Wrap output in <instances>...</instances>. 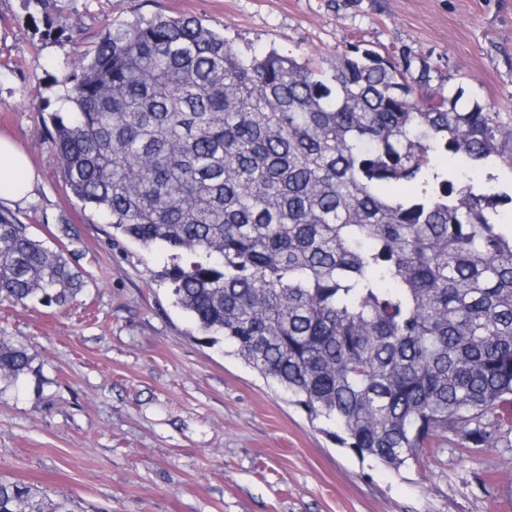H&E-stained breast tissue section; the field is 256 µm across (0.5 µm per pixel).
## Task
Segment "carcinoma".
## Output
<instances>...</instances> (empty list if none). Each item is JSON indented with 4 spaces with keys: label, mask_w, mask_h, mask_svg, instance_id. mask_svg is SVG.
Masks as SVG:
<instances>
[{
    "label": "carcinoma",
    "mask_w": 512,
    "mask_h": 512,
    "mask_svg": "<svg viewBox=\"0 0 512 512\" xmlns=\"http://www.w3.org/2000/svg\"><path fill=\"white\" fill-rule=\"evenodd\" d=\"M431 81L409 54L353 44L328 75L158 14L108 27L49 131L75 198L172 253L163 277L202 334L395 471L450 430L499 446L512 405V194L448 176L488 164L500 130ZM82 289L0 209L1 302ZM32 363L0 341V382ZM0 512L75 510L0 477Z\"/></svg>",
    "instance_id": "obj_1"
}]
</instances>
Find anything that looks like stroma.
<instances>
[{
	"mask_svg": "<svg viewBox=\"0 0 512 512\" xmlns=\"http://www.w3.org/2000/svg\"><path fill=\"white\" fill-rule=\"evenodd\" d=\"M192 16L244 53L331 70L351 43L412 53L486 101L512 187V0H0V131L40 181L13 212L62 249L84 289L64 306L0 301V338L34 374L0 384V475L76 512H512V445L451 433L390 470L223 345L171 294L169 254L115 234L65 186L46 124L109 24Z\"/></svg>",
	"mask_w": 512,
	"mask_h": 512,
	"instance_id": "1",
	"label": "stroma"
}]
</instances>
